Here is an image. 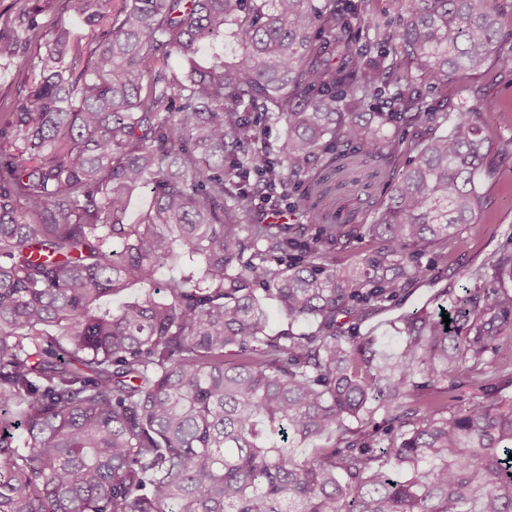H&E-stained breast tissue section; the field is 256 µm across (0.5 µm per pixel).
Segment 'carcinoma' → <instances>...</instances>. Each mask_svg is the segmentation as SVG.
<instances>
[{
  "instance_id": "cac0c4a2",
  "label": "carcinoma",
  "mask_w": 512,
  "mask_h": 512,
  "mask_svg": "<svg viewBox=\"0 0 512 512\" xmlns=\"http://www.w3.org/2000/svg\"><path fill=\"white\" fill-rule=\"evenodd\" d=\"M65 2L94 46L59 22L28 60L38 0L0 28L37 71L0 112V512H512V402L448 409L460 378L512 384V235L392 352L344 330L478 223L489 138L430 93L512 41L503 0ZM228 26L233 60L197 65ZM351 153L405 163L372 223L327 224L314 178ZM259 201L307 223H243Z\"/></svg>"
}]
</instances>
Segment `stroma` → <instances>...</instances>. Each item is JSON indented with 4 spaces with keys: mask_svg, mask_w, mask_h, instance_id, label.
Masks as SVG:
<instances>
[{
    "mask_svg": "<svg viewBox=\"0 0 512 512\" xmlns=\"http://www.w3.org/2000/svg\"><path fill=\"white\" fill-rule=\"evenodd\" d=\"M39 4L43 39H50L53 24L62 21L82 42L97 40L99 29L88 28L73 18L66 10L65 0H39ZM443 95L452 111L481 113L489 128L491 152L500 156L501 161L495 177L479 184L481 222L462 231L453 262L437 264L431 275L414 284L402 301L361 324V335L377 337L388 350L397 344L393 323L400 315L417 310L436 311L441 289L459 291L471 287L466 270L495 261L501 242L512 235V67L504 69L489 63L480 71L468 74L459 84L448 86ZM339 167V172L329 178L333 190L317 200L319 210L327 216L336 212L351 214L356 223H371L369 205L382 197L395 164L366 163L351 157L340 161Z\"/></svg>",
    "mask_w": 512,
    "mask_h": 512,
    "instance_id": "obj_1",
    "label": "stroma"
}]
</instances>
